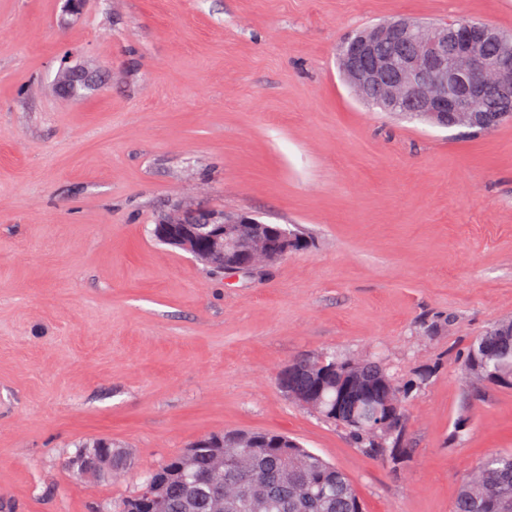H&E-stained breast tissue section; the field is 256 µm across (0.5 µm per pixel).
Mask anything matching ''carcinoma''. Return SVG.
I'll list each match as a JSON object with an SVG mask.
<instances>
[{
    "instance_id": "1",
    "label": "carcinoma",
    "mask_w": 512,
    "mask_h": 512,
    "mask_svg": "<svg viewBox=\"0 0 512 512\" xmlns=\"http://www.w3.org/2000/svg\"><path fill=\"white\" fill-rule=\"evenodd\" d=\"M335 370L319 359L296 358L286 365L297 384L311 390L315 411L325 420L344 426L360 447L396 464L403 457L409 389L395 381L386 397L379 386L393 374L381 363L359 358L328 356ZM465 371L477 382L512 385V321L498 323L468 347ZM375 388L373 404L382 419L394 426L390 437L366 421V403L357 393H342L347 380ZM237 431L203 437L191 444L198 454L175 466L177 457L152 470L164 485L162 512H211L215 495L224 497V512H363L349 477L323 457L286 435ZM224 450V478L216 484L205 478L209 449ZM453 512H512V453H496L477 463L465 480Z\"/></svg>"
}]
</instances>
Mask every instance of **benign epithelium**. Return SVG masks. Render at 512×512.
I'll return each mask as SVG.
<instances>
[{
	"label": "benign epithelium",
	"instance_id": "benign-epithelium-1",
	"mask_svg": "<svg viewBox=\"0 0 512 512\" xmlns=\"http://www.w3.org/2000/svg\"><path fill=\"white\" fill-rule=\"evenodd\" d=\"M340 69L359 99L433 125L485 131L512 115V35L486 23L461 20L432 26L393 18L343 42ZM158 224L159 240L228 272L272 263L303 244L300 236L284 228L271 239L267 223L206 205L164 216ZM279 385L310 406L309 396L293 389L288 370L280 372ZM110 458V449L86 452L79 471Z\"/></svg>",
	"mask_w": 512,
	"mask_h": 512
}]
</instances>
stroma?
<instances>
[{
  "label": "stroma",
  "mask_w": 512,
  "mask_h": 512,
  "mask_svg": "<svg viewBox=\"0 0 512 512\" xmlns=\"http://www.w3.org/2000/svg\"><path fill=\"white\" fill-rule=\"evenodd\" d=\"M402 16L512 34V0H0V512L119 505L227 429L298 439L364 512H452L512 450V388L460 367L512 320V121L475 133L358 100L340 43ZM64 55L101 84L63 87ZM200 202L305 244L213 271L152 234ZM323 353L414 383L402 463L280 388ZM101 436L136 469H70Z\"/></svg>",
  "instance_id": "stroma-1"
}]
</instances>
